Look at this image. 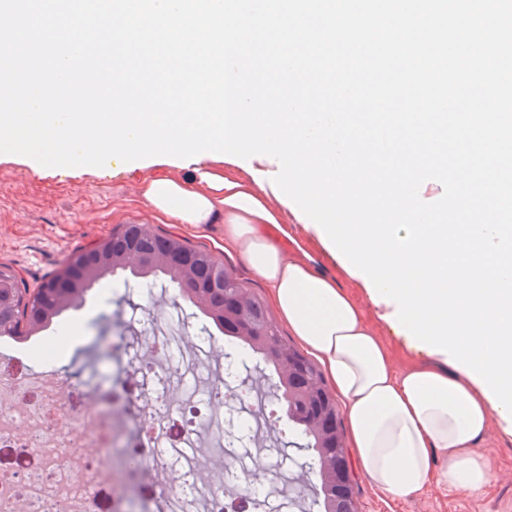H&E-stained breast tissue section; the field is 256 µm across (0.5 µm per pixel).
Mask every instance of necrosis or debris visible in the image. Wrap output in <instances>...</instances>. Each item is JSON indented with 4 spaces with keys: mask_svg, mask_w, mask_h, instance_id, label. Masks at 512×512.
<instances>
[{
    "mask_svg": "<svg viewBox=\"0 0 512 512\" xmlns=\"http://www.w3.org/2000/svg\"><path fill=\"white\" fill-rule=\"evenodd\" d=\"M116 346L120 398L87 386L76 410L53 337L0 342V448L19 452L0 466V512H260L268 477L232 462L274 420L271 400L238 381L251 351L147 307Z\"/></svg>",
    "mask_w": 512,
    "mask_h": 512,
    "instance_id": "obj_1",
    "label": "necrosis or debris"
}]
</instances>
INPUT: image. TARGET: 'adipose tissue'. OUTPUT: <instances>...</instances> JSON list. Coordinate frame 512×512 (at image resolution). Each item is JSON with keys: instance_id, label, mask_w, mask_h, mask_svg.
Masks as SVG:
<instances>
[{"instance_id": "adipose-tissue-1", "label": "adipose tissue", "mask_w": 512, "mask_h": 512, "mask_svg": "<svg viewBox=\"0 0 512 512\" xmlns=\"http://www.w3.org/2000/svg\"><path fill=\"white\" fill-rule=\"evenodd\" d=\"M211 158L195 164L198 186L171 177L146 180L142 196L157 214L189 228L224 227V247L248 264L269 291L276 319L321 364L346 417L350 446L377 489L415 496L432 483L476 491L490 465L475 448L508 423L482 387L445 355L396 368L362 303L307 251L315 227L297 220L271 189L224 177ZM446 466L434 470L435 459Z\"/></svg>"}]
</instances>
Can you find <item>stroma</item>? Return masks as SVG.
I'll list each match as a JSON object with an SVG mask.
<instances>
[{
  "instance_id": "1",
  "label": "stroma",
  "mask_w": 512,
  "mask_h": 512,
  "mask_svg": "<svg viewBox=\"0 0 512 512\" xmlns=\"http://www.w3.org/2000/svg\"><path fill=\"white\" fill-rule=\"evenodd\" d=\"M146 176L143 170L113 168L78 177L67 169L51 173L0 164V264L12 266L33 288L60 270L73 251L109 236L118 225L148 224L211 252L261 301H268L267 288L252 280L244 260L225 250L223 225L194 230L156 216L141 195ZM130 277L127 271L112 276L108 301H101L94 288L81 307L64 314L82 342L81 348L62 356L64 376L94 384L111 379L112 354L104 342L121 331L128 315L121 288ZM475 452L488 459L491 471L480 491L435 484L420 495L393 498L359 472L355 478L360 512H512V440L493 430Z\"/></svg>"
}]
</instances>
